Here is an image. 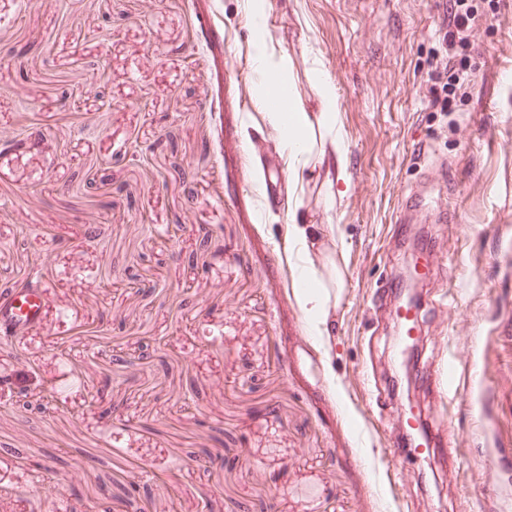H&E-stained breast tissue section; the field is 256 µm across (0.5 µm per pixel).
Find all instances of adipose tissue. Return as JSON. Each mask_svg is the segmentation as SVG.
Masks as SVG:
<instances>
[{
	"label": "adipose tissue",
	"instance_id": "obj_1",
	"mask_svg": "<svg viewBox=\"0 0 512 512\" xmlns=\"http://www.w3.org/2000/svg\"><path fill=\"white\" fill-rule=\"evenodd\" d=\"M291 68L288 54L273 50L263 38H254L251 78L256 86L255 102L277 131L291 177L299 182L314 160L326 157L333 167H341L346 148L336 133L333 79L321 72L314 75L320 110L312 114L303 110L288 80ZM295 297L308 320L311 335H322L329 294L324 279L312 267L304 265L298 270Z\"/></svg>",
	"mask_w": 512,
	"mask_h": 512
}]
</instances>
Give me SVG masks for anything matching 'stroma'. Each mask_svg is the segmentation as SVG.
Listing matches in <instances>:
<instances>
[{"label": "stroma", "mask_w": 512, "mask_h": 512, "mask_svg": "<svg viewBox=\"0 0 512 512\" xmlns=\"http://www.w3.org/2000/svg\"><path fill=\"white\" fill-rule=\"evenodd\" d=\"M479 5L475 83L443 114L416 93L442 0H267L306 107L314 69L336 83L335 196L330 165L297 185L263 146L246 0H0V137H43L0 151V279L47 284L0 372L48 383L0 391V512L34 487L42 512H95L106 492L132 512L133 482L141 512H485L488 486L512 512V470L483 464L512 448V0ZM130 142L141 158L114 162ZM416 191L448 221L399 236ZM294 215L314 228L308 264L337 280L320 336L293 297ZM418 240L410 350L375 291ZM443 360L458 399L489 406L478 437L442 389L393 386ZM410 412L449 454L373 471ZM0 385L11 391L16 397H30L37 389L35 379L28 370L17 369L0 375Z\"/></svg>", "instance_id": "35a3bbf8"}]
</instances>
